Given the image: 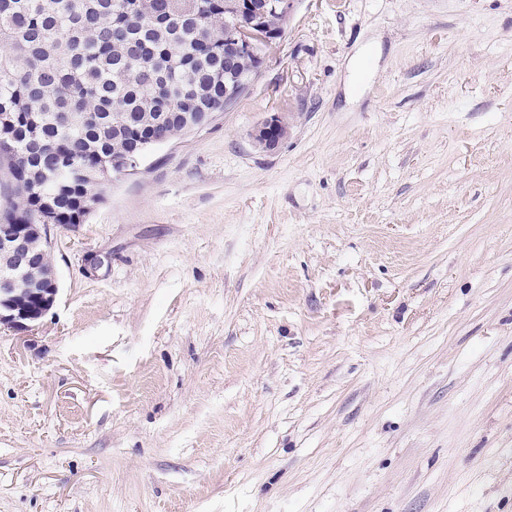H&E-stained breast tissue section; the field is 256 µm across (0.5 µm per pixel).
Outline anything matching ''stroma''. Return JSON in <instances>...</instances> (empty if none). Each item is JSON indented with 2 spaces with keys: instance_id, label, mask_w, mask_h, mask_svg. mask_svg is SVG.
<instances>
[{
  "instance_id": "stroma-1",
  "label": "stroma",
  "mask_w": 512,
  "mask_h": 512,
  "mask_svg": "<svg viewBox=\"0 0 512 512\" xmlns=\"http://www.w3.org/2000/svg\"><path fill=\"white\" fill-rule=\"evenodd\" d=\"M50 237L0 512H512V0H298ZM287 134V128L280 113H270L253 132L255 143L266 149H276Z\"/></svg>"
}]
</instances>
